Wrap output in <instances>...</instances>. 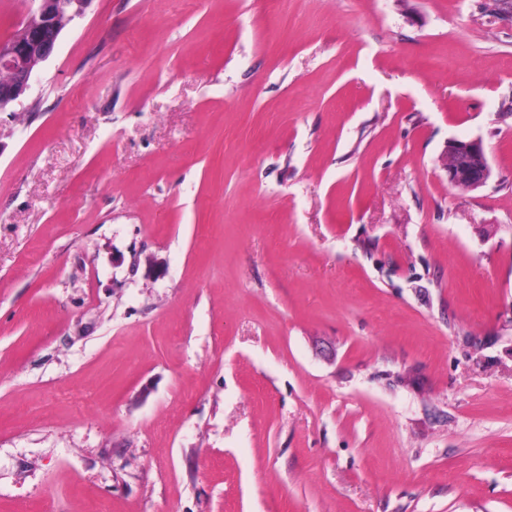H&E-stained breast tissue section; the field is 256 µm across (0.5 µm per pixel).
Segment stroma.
I'll return each mask as SVG.
<instances>
[{"label":"stroma","instance_id":"1","mask_svg":"<svg viewBox=\"0 0 512 512\" xmlns=\"http://www.w3.org/2000/svg\"><path fill=\"white\" fill-rule=\"evenodd\" d=\"M102 506L512 512V8L67 27L0 115V512ZM446 156L448 181L453 185L476 190L494 176L481 140H450Z\"/></svg>","mask_w":512,"mask_h":512}]
</instances>
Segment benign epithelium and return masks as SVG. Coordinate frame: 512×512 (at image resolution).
I'll list each match as a JSON object with an SVG mask.
<instances>
[{"label":"benign epithelium","mask_w":512,"mask_h":512,"mask_svg":"<svg viewBox=\"0 0 512 512\" xmlns=\"http://www.w3.org/2000/svg\"><path fill=\"white\" fill-rule=\"evenodd\" d=\"M91 0H39L25 13L12 35L0 41V67L10 80L0 84V114L14 113L36 77V68L47 61L64 29L84 15ZM448 181L476 190L487 185L494 173L482 141L450 140L446 150Z\"/></svg>","instance_id":"benign-epithelium-1"}]
</instances>
